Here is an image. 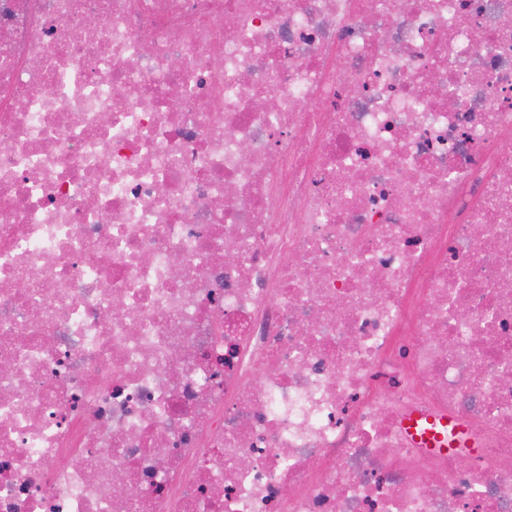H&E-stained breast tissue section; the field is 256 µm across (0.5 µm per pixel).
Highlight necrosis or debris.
I'll return each instance as SVG.
<instances>
[{"instance_id":"4bbe7bcc","label":"necrosis or debris","mask_w":512,"mask_h":512,"mask_svg":"<svg viewBox=\"0 0 512 512\" xmlns=\"http://www.w3.org/2000/svg\"><path fill=\"white\" fill-rule=\"evenodd\" d=\"M0 512H512V0H0Z\"/></svg>"}]
</instances>
